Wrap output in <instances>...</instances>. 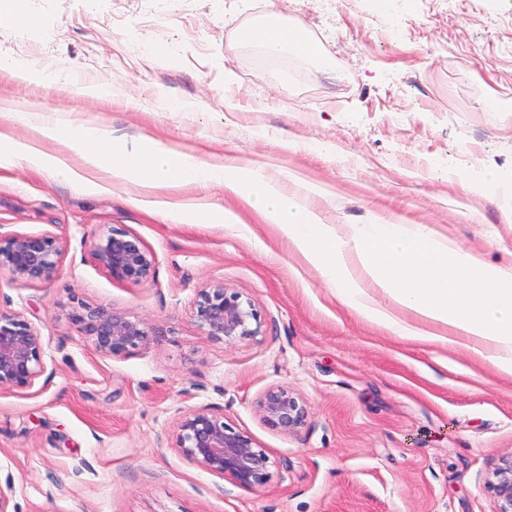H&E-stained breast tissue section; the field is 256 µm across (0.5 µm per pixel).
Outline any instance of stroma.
<instances>
[{
  "label": "stroma",
  "instance_id": "35a3bbf8",
  "mask_svg": "<svg viewBox=\"0 0 512 512\" xmlns=\"http://www.w3.org/2000/svg\"><path fill=\"white\" fill-rule=\"evenodd\" d=\"M24 4L41 24L0 23V133L28 138L8 113L38 107L149 136L253 166L325 223L419 225L512 271V0ZM274 11L320 47L304 74L271 72L244 38ZM91 83L105 94L85 96ZM192 207L236 220L178 221ZM113 227L153 254L149 281L95 260ZM14 234L54 235L64 256L47 284L0 274V309L44 343L34 385L0 391L9 512H496L486 485L512 455V376L364 320L223 184L90 195L19 161L0 168V235ZM214 281L251 299L262 335L227 347L198 329L192 303ZM74 297L157 335L101 356L66 317ZM277 386L307 406L295 433L260 420ZM202 407L268 449L267 485L238 488L179 454L176 419Z\"/></svg>",
  "mask_w": 512,
  "mask_h": 512
}]
</instances>
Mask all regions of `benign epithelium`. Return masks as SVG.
<instances>
[{
    "mask_svg": "<svg viewBox=\"0 0 512 512\" xmlns=\"http://www.w3.org/2000/svg\"><path fill=\"white\" fill-rule=\"evenodd\" d=\"M93 254L113 279L132 284L148 281L153 255L134 235L111 228L99 236ZM63 248L52 235H13L0 238V272L15 280L49 283L59 270ZM192 317L203 334L226 346L262 333V321L250 299L215 281L200 289ZM67 318L104 357H121L137 350L155 335L145 322L112 307L72 301ZM44 370L40 335L24 318L0 311V391L30 388ZM261 421L283 434L305 422L304 402L286 387L266 391L257 402ZM175 448L210 474L247 490L264 487L273 462L267 449L209 408L190 409L178 418ZM488 492L496 512H512V455L499 460Z\"/></svg>",
    "mask_w": 512,
    "mask_h": 512,
    "instance_id": "obj_1",
    "label": "benign epithelium"
}]
</instances>
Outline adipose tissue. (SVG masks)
<instances>
[{
    "instance_id": "adipose-tissue-1",
    "label": "adipose tissue",
    "mask_w": 512,
    "mask_h": 512,
    "mask_svg": "<svg viewBox=\"0 0 512 512\" xmlns=\"http://www.w3.org/2000/svg\"><path fill=\"white\" fill-rule=\"evenodd\" d=\"M269 54L311 57V43L297 29L267 18L246 33ZM33 137L16 140L0 134V167L24 161L30 168L101 191L99 172L110 179L145 187L206 181L225 189L276 225L294 250L336 279L342 299L362 318L403 339L466 347L498 372L512 376V272L479 266L468 252L420 227L375 224L343 235L288 195L275 181L247 165H203L197 157L142 137L129 142L91 122L50 119L35 108L12 112ZM57 152L41 149V141ZM78 149L81 169L67 166L61 151ZM389 295L379 305L373 291Z\"/></svg>"
}]
</instances>
